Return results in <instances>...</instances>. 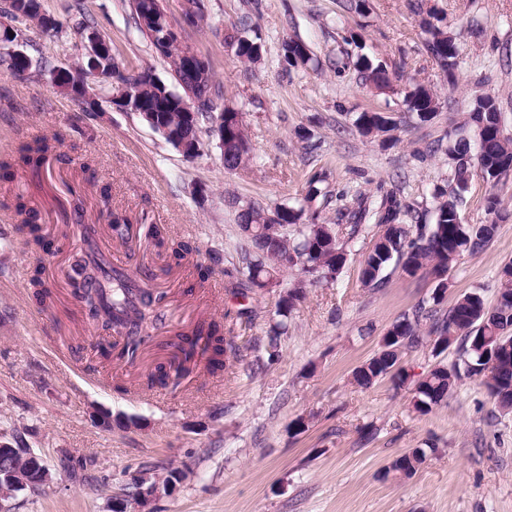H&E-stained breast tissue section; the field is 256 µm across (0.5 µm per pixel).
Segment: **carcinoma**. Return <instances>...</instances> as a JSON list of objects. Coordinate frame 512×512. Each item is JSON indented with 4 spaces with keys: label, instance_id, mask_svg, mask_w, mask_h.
<instances>
[{
    "label": "carcinoma",
    "instance_id": "obj_1",
    "mask_svg": "<svg viewBox=\"0 0 512 512\" xmlns=\"http://www.w3.org/2000/svg\"><path fill=\"white\" fill-rule=\"evenodd\" d=\"M11 7L27 15L42 33L56 36L60 33L51 18L40 12V0H13ZM129 7L139 31L162 57L167 59L171 83L155 78L148 71L126 74L105 65L103 77L91 79L83 75L72 91L80 102L89 104L90 91L94 88L111 93L112 81L117 80L130 86L135 93L136 110L154 113L157 123L170 129L181 140L201 143L202 123L210 121L215 84L213 75L202 78L201 73L211 71L209 64L202 60L191 65L183 50L174 44L173 38L161 37L163 29L169 26L165 11L158 6V0H129ZM422 26L426 34L425 46L434 59L441 62V68L455 82L457 46L455 39L442 27L424 19ZM227 47L235 50L238 57L255 63L261 58L262 44L238 35V31L224 36ZM285 63L290 67L311 62L307 46L291 40L286 44ZM191 95L197 100L196 117H191L181 107L182 97ZM409 111L426 120L436 114L438 99L431 89L417 84L404 96ZM380 113L366 111L358 114L356 127L364 135L385 133L391 130L392 120L380 122ZM476 128L483 129L479 149L483 173L497 179L512 171V138L504 135L501 116L496 101L485 96L480 98L471 115ZM53 151L45 138H37L21 146V162L37 171L42 161ZM247 135L238 113H224V169L243 164L250 155ZM456 162L455 186L434 190L433 213L435 223L416 225V236L401 222V215L409 211L395 195L386 197L381 207L374 212L376 224L385 232L377 238L372 249L366 254L361 271V283L366 288H377L385 282V271L395 264L406 274L413 276L421 270L433 275H442L465 253L481 249L493 237L498 219L501 218L499 200L493 193L486 197L485 210L495 216L488 224H467L463 222L459 200L469 183L471 170L469 157L472 154L470 141L459 139L449 148ZM317 190L309 189L303 201L292 207H279L273 211L277 223H267L268 212L250 205L241 213L240 230L244 233L253 256L239 269L241 283L252 293L264 295L275 293L276 315L281 320L274 325L268 342V360L279 358V338L286 333L285 320L296 304L305 297V278L312 281L332 282L336 280L344 265L345 249L331 224H307L306 204L311 202ZM16 213L22 216V225L40 241V210L37 205L23 201L17 203ZM157 245L169 251L171 263L180 265L188 255L198 251L191 240L165 242L160 230H155ZM78 275L83 277L81 288L90 298L89 315L106 328L120 327L128 334H137L154 326L158 315L150 322L143 323V307L146 305V282L111 268L105 257L92 249L79 256L76 265ZM298 271L303 278L293 288H282L281 275L285 271ZM34 296L40 306L48 309L53 305L52 292L44 286L41 270H35L30 279ZM501 285L497 303L489 308L477 292L461 295L448 314L439 317L437 311L419 306L412 314H405L388 329L384 344L377 353L356 367L352 373L353 383L359 387L371 386L377 379L396 369L393 377L405 383L406 374L399 367L401 354L422 344L420 336L422 320H430L428 337L433 350L443 352L450 346L458 345L462 364L448 367L438 364L414 382L411 389V406L414 412L427 415L448 398L461 379V374L481 378L496 408L502 413L512 412V262L501 270ZM177 352L168 362V370L148 375L144 388L167 386L169 371L188 376L197 370L217 375L237 360L239 347L234 337L227 335L226 328L219 321L200 319L187 336L178 335ZM438 448H412L403 455L404 476L411 477L427 458Z\"/></svg>",
    "mask_w": 512,
    "mask_h": 512
}]
</instances>
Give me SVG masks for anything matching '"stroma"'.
Here are the masks:
<instances>
[{"label": "stroma", "instance_id": "35a3bbf8", "mask_svg": "<svg viewBox=\"0 0 512 512\" xmlns=\"http://www.w3.org/2000/svg\"><path fill=\"white\" fill-rule=\"evenodd\" d=\"M79 2L85 14L76 12ZM40 3L60 33L27 29L32 59L84 62L86 41L75 28L85 17L120 68L168 80V65L138 31L128 0ZM183 3L165 7L182 41L213 69L216 109L242 116L251 154L238 171H225L217 138L203 137L200 153L186 158L106 97L90 110L54 90L49 74L0 65V157L36 138L60 139L39 179L26 169L14 176L20 190L37 194L43 246L31 244L12 210L0 206V443L25 445L51 473L44 488L17 493L12 512H111L131 475L148 464L188 472L153 502L154 512H512V413L497 411L479 378H462L425 416L411 408L410 385L389 376L367 388L352 381L392 323L429 300L435 286L428 271L410 276L398 268L387 269L382 287L362 286V262L380 233L372 211L393 193L411 207L407 227L433 223L431 193L454 176L449 140L474 138L478 97L495 99L512 135V0H201L202 16L192 22ZM430 13L456 40V85L426 51L420 22ZM244 17L243 37L263 45L254 64L224 44L225 30ZM291 39L308 46L314 67H283ZM361 56L383 65L392 91L364 84ZM415 84L439 98L431 119L404 105ZM367 110L389 113L394 129L361 136L355 120ZM314 178L320 193L312 210L335 225L346 261L335 281L307 285L271 364L266 345L277 298L241 292L243 258L232 248L241 237L238 210L229 201L268 211L291 206ZM70 185L85 188L84 223L104 224L108 203L126 208L132 223L148 218L200 248L169 272L151 245L100 234L102 253L152 276L170 295L167 325L137 363L103 357L98 331L63 275L81 247L58 234ZM491 193L506 219L449 270L440 312L469 292L487 306L497 302L499 272L512 261V173L490 179L472 170L460 212L466 223L489 222ZM361 208L370 216L352 226L346 215ZM200 263L212 267L221 293L194 290ZM36 270L54 295L52 310L32 296ZM206 312L239 347L223 376L198 373L177 390H116L150 370L166 356L167 337ZM104 417L110 428L100 426ZM431 443L436 453L414 476L388 475L394 459Z\"/></svg>", "mask_w": 512, "mask_h": 512}]
</instances>
